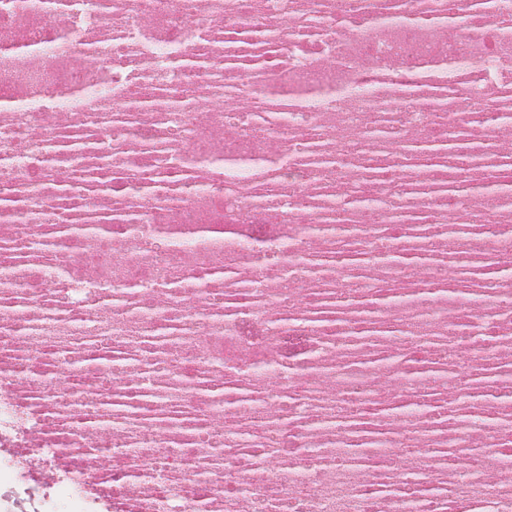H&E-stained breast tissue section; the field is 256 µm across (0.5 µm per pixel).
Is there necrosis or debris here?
I'll return each mask as SVG.
<instances>
[{
    "instance_id": "4bbe7bcc",
    "label": "necrosis or debris",
    "mask_w": 512,
    "mask_h": 512,
    "mask_svg": "<svg viewBox=\"0 0 512 512\" xmlns=\"http://www.w3.org/2000/svg\"><path fill=\"white\" fill-rule=\"evenodd\" d=\"M429 63L455 66L447 111L398 93ZM511 88L512 0H0V473L41 489L29 512L47 470L83 512H512V383L474 401L403 335L473 321L472 370L503 361L512 280L378 261L372 222H478L497 254L512 167L370 160L381 123L442 144L467 118L494 152ZM349 237L406 361L384 397L338 344L352 270L306 265Z\"/></svg>"
}]
</instances>
